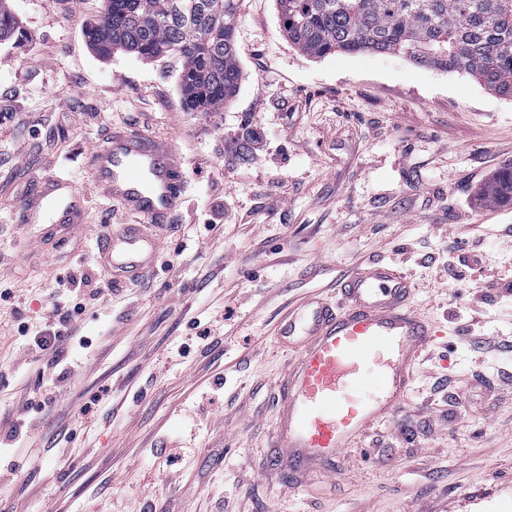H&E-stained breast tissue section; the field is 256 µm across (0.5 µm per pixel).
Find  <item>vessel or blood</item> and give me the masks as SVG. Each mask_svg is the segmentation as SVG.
I'll return each mask as SVG.
<instances>
[{
	"label": "vessel or blood",
	"instance_id": "b4317fda",
	"mask_svg": "<svg viewBox=\"0 0 512 512\" xmlns=\"http://www.w3.org/2000/svg\"><path fill=\"white\" fill-rule=\"evenodd\" d=\"M91 167L105 195L150 223H167L182 202L179 164L140 132L113 134ZM79 198L72 181L48 176L24 211L37 221L78 225ZM159 251L157 239L130 224L103 236L98 259L113 274L132 277L150 268ZM343 292L339 310L315 294L289 306L275 327L278 343L299 351L277 414L280 456L296 472L336 457L364 428L403 404L415 361L432 335L408 304L410 280L390 264L368 262ZM369 376L378 381L375 392L358 393Z\"/></svg>",
	"mask_w": 512,
	"mask_h": 512
}]
</instances>
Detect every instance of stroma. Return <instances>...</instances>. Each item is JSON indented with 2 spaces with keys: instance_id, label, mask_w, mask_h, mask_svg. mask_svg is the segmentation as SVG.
Masks as SVG:
<instances>
[{
  "instance_id": "obj_1",
  "label": "stroma",
  "mask_w": 512,
  "mask_h": 512,
  "mask_svg": "<svg viewBox=\"0 0 512 512\" xmlns=\"http://www.w3.org/2000/svg\"><path fill=\"white\" fill-rule=\"evenodd\" d=\"M9 4L27 40L0 44V512H512V207L473 203L512 164V98L400 56L310 58L275 0H243L239 92L201 116L178 56L90 49L105 0ZM131 129L181 165L160 231L94 182L92 154ZM52 174L84 219L40 241L20 207ZM125 224L162 249L112 285L96 244ZM373 259L435 336L397 412L301 485L275 461L297 353L272 329L311 293L341 305ZM79 302L66 378L39 375L36 336Z\"/></svg>"
}]
</instances>
